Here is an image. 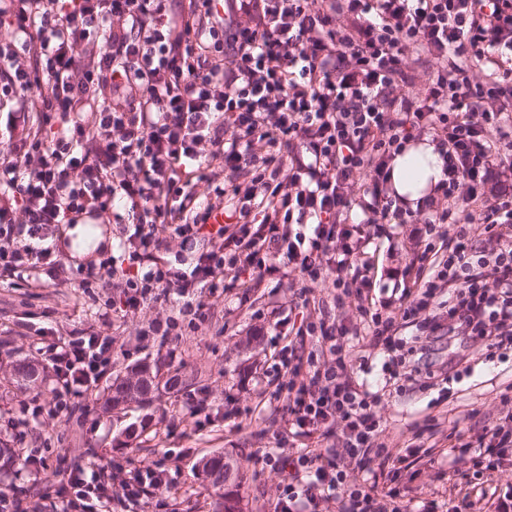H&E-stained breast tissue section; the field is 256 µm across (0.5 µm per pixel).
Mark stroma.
Instances as JSON below:
<instances>
[{
  "instance_id": "35a3bbf8",
  "label": "stroma",
  "mask_w": 512,
  "mask_h": 512,
  "mask_svg": "<svg viewBox=\"0 0 512 512\" xmlns=\"http://www.w3.org/2000/svg\"><path fill=\"white\" fill-rule=\"evenodd\" d=\"M423 221L418 215L410 224L380 227L373 239L378 247L374 299L397 300L412 286L414 227ZM56 252L65 269L61 281H51L38 269L21 273L11 287H0V421L14 418L16 431L25 433L20 445L15 431L0 425V448H22L47 464L36 479L19 469L0 474V490L46 505L56 499L57 469L102 460L110 465L104 491L101 497L86 499L77 512H218V496L204 479L202 465L220 452L244 472L240 512H274L280 471L259 457L274 446L289 455L301 441L282 433L284 403L275 396L282 377L273 369V354L290 344L299 355H308L315 339L304 335L306 324L339 322L341 310L324 317L304 307V278L296 272L273 273L249 287L210 298L205 322L163 342L140 331L149 320L168 315L171 306L147 302L115 318L109 331L111 369L85 396L70 398L67 409L52 417L44 409L54 386L45 367L49 345L75 331L98 330V309L121 296L117 284L88 292L78 288L79 262L69 245H58ZM403 333L413 338L419 359L416 383L400 389L385 383L379 353L369 358L364 374L371 390L381 394L376 413L385 426L383 441L394 451H405L416 442L447 447L452 427L469 426V414L496 418L504 399H512V360L482 361L472 346L465 353L470 369L449 379L442 368L452 356L447 339L420 336L413 326ZM147 358L180 369L185 380L181 390L159 391L145 409L99 416L96 402L112 380ZM16 359L32 362L33 381L15 375ZM190 396L202 403L198 414L182 409ZM144 466L163 472L165 485L137 500L125 497L126 479ZM452 482L447 459H438L421 473L418 497L434 502L436 512H448Z\"/></svg>"
}]
</instances>
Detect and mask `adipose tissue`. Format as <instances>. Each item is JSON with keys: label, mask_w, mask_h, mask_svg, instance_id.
Here are the masks:
<instances>
[{"label": "adipose tissue", "mask_w": 512, "mask_h": 512, "mask_svg": "<svg viewBox=\"0 0 512 512\" xmlns=\"http://www.w3.org/2000/svg\"><path fill=\"white\" fill-rule=\"evenodd\" d=\"M442 177V160L431 140L410 143L391 162V186L401 204L416 207Z\"/></svg>", "instance_id": "obj_1"}]
</instances>
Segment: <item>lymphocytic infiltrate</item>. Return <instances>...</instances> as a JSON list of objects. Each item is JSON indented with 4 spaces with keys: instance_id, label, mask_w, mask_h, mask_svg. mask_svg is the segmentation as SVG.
<instances>
[{
    "instance_id": "1",
    "label": "lymphocytic infiltrate",
    "mask_w": 512,
    "mask_h": 512,
    "mask_svg": "<svg viewBox=\"0 0 512 512\" xmlns=\"http://www.w3.org/2000/svg\"><path fill=\"white\" fill-rule=\"evenodd\" d=\"M0 28V284L57 272L65 225L109 216L113 200L131 218L120 255L78 281L124 282L99 312L102 332L50 347L53 377L73 396L111 360L114 313L155 297L174 312L144 333L163 338L204 320L207 298L247 271L298 270L309 296L330 281L317 309L342 306L360 252L352 205L364 223H406L390 163L413 136L431 138L443 177L423 199L412 287L386 312L358 304L309 357L282 351L286 425L305 444L266 455L282 473L274 512H411L418 472L391 465L380 398L355 377L344 340L369 330L371 348L397 354L383 372L413 380L398 330H439L432 309L444 294L449 330L480 340L485 360L512 348V193L498 185L512 180V114L499 105L512 93V0H9ZM218 209L225 222L210 223ZM284 224L309 230L286 235ZM440 224L457 230L438 246ZM172 236L195 256L186 267L161 254ZM202 238L211 248L199 254ZM448 439L408 454L511 466L512 407ZM371 453L379 479L348 482ZM103 474L59 472L61 512ZM448 512H512V485L449 493Z\"/></svg>"
}]
</instances>
